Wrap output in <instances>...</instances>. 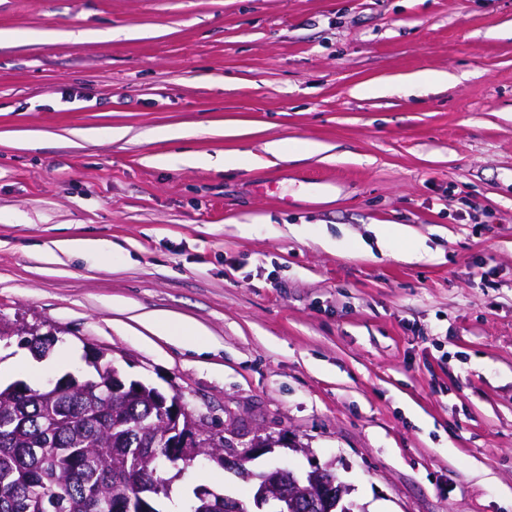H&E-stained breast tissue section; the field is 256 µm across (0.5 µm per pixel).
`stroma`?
I'll return each instance as SVG.
<instances>
[{
	"label": "stroma",
	"mask_w": 512,
	"mask_h": 512,
	"mask_svg": "<svg viewBox=\"0 0 512 512\" xmlns=\"http://www.w3.org/2000/svg\"><path fill=\"white\" fill-rule=\"evenodd\" d=\"M92 348L353 512H512V0H0V383ZM200 484L253 502L199 458L162 512ZM150 328L157 336L173 339H183L185 336H194L189 335L188 328L172 321L162 314H156L150 319Z\"/></svg>",
	"instance_id": "35a3bbf8"
}]
</instances>
